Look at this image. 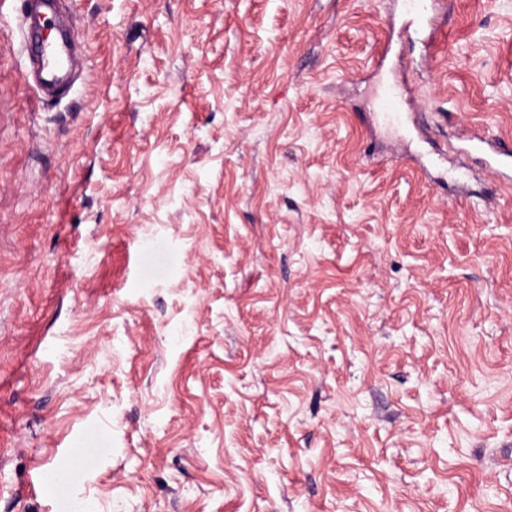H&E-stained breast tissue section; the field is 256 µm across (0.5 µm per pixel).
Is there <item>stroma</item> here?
Segmentation results:
<instances>
[{"mask_svg": "<svg viewBox=\"0 0 512 512\" xmlns=\"http://www.w3.org/2000/svg\"><path fill=\"white\" fill-rule=\"evenodd\" d=\"M405 2L0 7V512H512V0ZM21 27L28 38V58L37 74V85L41 92L49 94L65 85L69 80L70 42L67 35L49 41L37 26Z\"/></svg>", "mask_w": 512, "mask_h": 512, "instance_id": "35a3bbf8", "label": "stroma"}]
</instances>
